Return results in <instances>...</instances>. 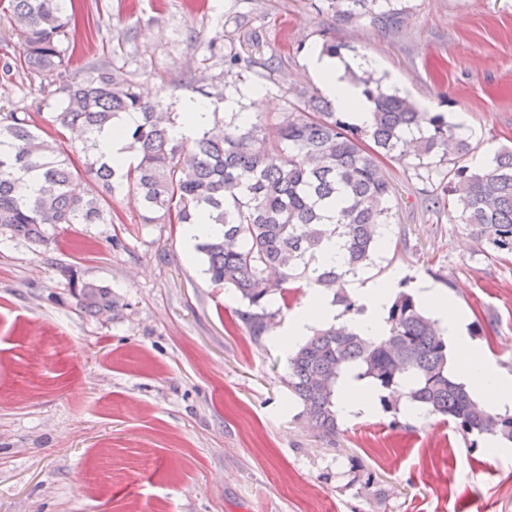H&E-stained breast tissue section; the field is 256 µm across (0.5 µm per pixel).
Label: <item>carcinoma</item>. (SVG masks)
<instances>
[{
	"label": "carcinoma",
	"mask_w": 512,
	"mask_h": 512,
	"mask_svg": "<svg viewBox=\"0 0 512 512\" xmlns=\"http://www.w3.org/2000/svg\"><path fill=\"white\" fill-rule=\"evenodd\" d=\"M10 2L26 71L56 85L68 67L74 0ZM328 3L342 23L361 17L365 8L383 24L394 18L391 0ZM230 65L255 71L271 63L236 56ZM359 83L373 104L366 126L349 123L345 113L302 91L300 106L278 123L276 140L253 123L216 118L187 150L171 136L172 113L161 102L143 101L112 63H94L86 76L55 89L56 124L84 136L82 167L60 158L30 113L0 116V230L46 245L47 230L58 224H110L109 198L123 184L140 197L142 224H193L207 214L223 226L200 245L210 280L238 294L245 308L236 317L254 337L274 316L270 296L288 306L291 282L332 292L344 315L361 311L346 277L372 263L380 228L390 224L392 185L384 159H416L417 171L453 162L426 194L428 207L452 209L492 250L512 254V148L471 168L463 164L471 144L445 113L420 111L372 75ZM132 112L139 120L123 131L131 155L124 163L104 161L96 152L97 136L119 129L123 115ZM88 177L101 183L102 195L81 191ZM328 210L333 224L323 223ZM335 236L343 241L342 264L313 266L323 240ZM72 287L85 313L118 308L108 285L74 280ZM386 324L380 336H364L347 322L323 325L292 349L285 384L310 427L336 436L337 385L351 373L370 380L387 409L397 410L394 392L402 388L406 400L448 418L463 434L512 445V417L485 409L456 381L448 369V337L419 300L398 292Z\"/></svg>",
	"instance_id": "carcinoma-1"
}]
</instances>
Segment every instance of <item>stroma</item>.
<instances>
[{
	"label": "stroma",
	"instance_id": "1",
	"mask_svg": "<svg viewBox=\"0 0 512 512\" xmlns=\"http://www.w3.org/2000/svg\"><path fill=\"white\" fill-rule=\"evenodd\" d=\"M0 0V113H30L72 158L82 144L54 121L57 96L17 65ZM395 24L335 22L325 0H77L68 76L108 61L144 99L185 98L251 121L287 116L324 40L338 60L427 112L465 113V163L512 148V0H392ZM272 61L239 72L234 54ZM262 89L265 106L248 96ZM393 219L357 284L399 272L450 296L480 356L512 374V254L425 206L412 161H390ZM112 223L60 224L49 244L0 232V512H512V447L454 430L409 406L308 427L284 379L292 342L250 336L233 290L214 286L178 224H143L119 187ZM111 285L117 313L91 316L70 277Z\"/></svg>",
	"mask_w": 512,
	"mask_h": 512
}]
</instances>
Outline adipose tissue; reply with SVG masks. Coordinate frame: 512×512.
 Masks as SVG:
<instances>
[{
    "label": "adipose tissue",
    "mask_w": 512,
    "mask_h": 512,
    "mask_svg": "<svg viewBox=\"0 0 512 512\" xmlns=\"http://www.w3.org/2000/svg\"><path fill=\"white\" fill-rule=\"evenodd\" d=\"M311 73L321 91L336 104L337 108L348 111L354 123L360 126L369 123L370 103L363 95L361 87L345 78L335 58L314 55ZM395 286V281L391 279L365 285V310L357 315L353 322L357 332L377 335L384 331L386 311ZM420 298L446 322L449 359L456 377L465 383L476 382L478 398L486 406L512 411V375L490 367L477 356L463 319L450 312L451 303L448 297L437 291L427 290L421 293ZM341 320L339 308L333 305L320 289L314 288L311 289L304 304L279 328L278 333L295 338L306 335L309 327L317 322L338 323Z\"/></svg>",
    "instance_id": "1"
}]
</instances>
